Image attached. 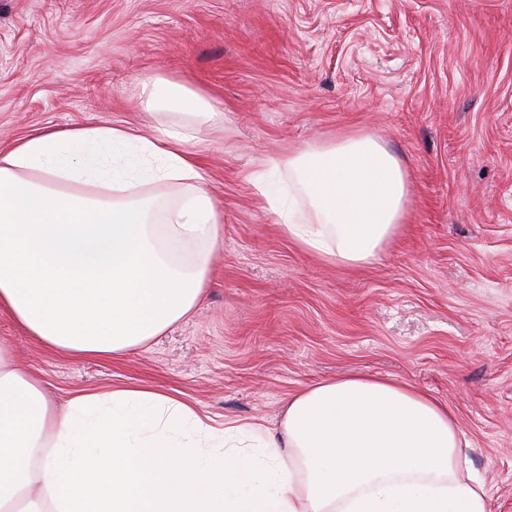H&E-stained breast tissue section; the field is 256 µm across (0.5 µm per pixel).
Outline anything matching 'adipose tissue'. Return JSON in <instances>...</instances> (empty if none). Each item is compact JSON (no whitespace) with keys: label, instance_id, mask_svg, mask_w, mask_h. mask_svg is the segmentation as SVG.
Instances as JSON below:
<instances>
[{"label":"adipose tissue","instance_id":"ef3b65f1","mask_svg":"<svg viewBox=\"0 0 512 512\" xmlns=\"http://www.w3.org/2000/svg\"><path fill=\"white\" fill-rule=\"evenodd\" d=\"M145 87L186 119L44 130L0 152V309L68 354H124L203 294L205 263L178 257L218 236L189 148L215 113L182 85ZM272 172L292 187L265 193L267 210L342 265L375 263L407 213L405 168L365 134L269 156L249 179ZM168 184L185 188L176 201L153 192ZM460 435L447 405L366 375L296 392L278 428L227 422L219 441L192 405L142 387L79 391L58 411L0 341V512H490Z\"/></svg>","mask_w":512,"mask_h":512}]
</instances>
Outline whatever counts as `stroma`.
Masks as SVG:
<instances>
[{"mask_svg":"<svg viewBox=\"0 0 512 512\" xmlns=\"http://www.w3.org/2000/svg\"><path fill=\"white\" fill-rule=\"evenodd\" d=\"M222 117L198 151L220 236L195 310L115 357L0 341L63 407L134 385L211 426L278 427L289 396L350 373L448 404L491 512H512V0H0V151L44 129L179 122L146 79ZM362 133L409 174L403 232L363 269L303 251L248 179L266 156Z\"/></svg>","mask_w":512,"mask_h":512,"instance_id":"stroma-1","label":"stroma"}]
</instances>
